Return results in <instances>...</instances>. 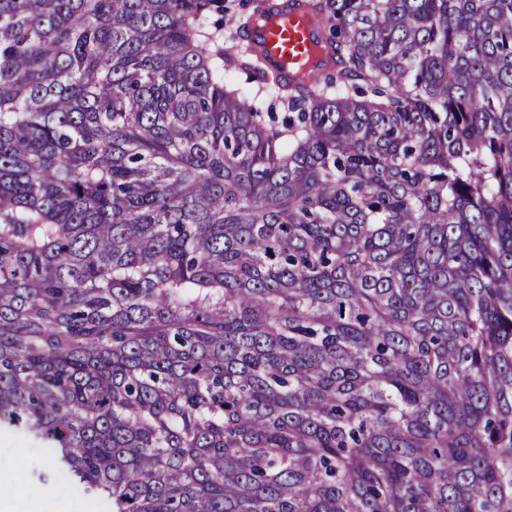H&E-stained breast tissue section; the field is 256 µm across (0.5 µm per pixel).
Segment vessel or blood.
I'll return each instance as SVG.
<instances>
[{
  "label": "vessel or blood",
  "instance_id": "b4317fda",
  "mask_svg": "<svg viewBox=\"0 0 512 512\" xmlns=\"http://www.w3.org/2000/svg\"><path fill=\"white\" fill-rule=\"evenodd\" d=\"M248 39L261 46L268 66L294 81L306 80L324 50L316 22L301 10L287 8L285 0H269L267 15L256 19Z\"/></svg>",
  "mask_w": 512,
  "mask_h": 512
}]
</instances>
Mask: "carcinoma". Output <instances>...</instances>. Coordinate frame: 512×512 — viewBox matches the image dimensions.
I'll use <instances>...</instances> for the list:
<instances>
[{
	"mask_svg": "<svg viewBox=\"0 0 512 512\" xmlns=\"http://www.w3.org/2000/svg\"><path fill=\"white\" fill-rule=\"evenodd\" d=\"M0 0V433L104 512H512V0ZM255 84L246 99L227 78ZM288 1L269 0L268 15L261 16L248 31V39L260 45L269 67L280 68L294 81H304L319 64L322 57L328 59L316 22L299 9L285 6ZM322 52V53H321Z\"/></svg>",
	"mask_w": 512,
	"mask_h": 512,
	"instance_id": "obj_1",
	"label": "carcinoma"
}]
</instances>
